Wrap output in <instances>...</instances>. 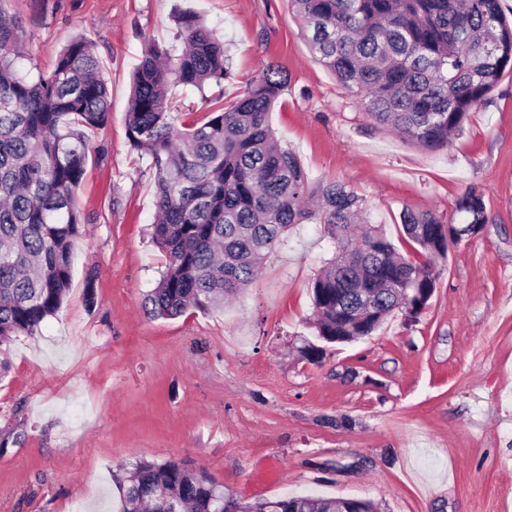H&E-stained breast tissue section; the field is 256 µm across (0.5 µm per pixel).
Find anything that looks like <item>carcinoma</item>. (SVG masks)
<instances>
[{
    "mask_svg": "<svg viewBox=\"0 0 512 512\" xmlns=\"http://www.w3.org/2000/svg\"><path fill=\"white\" fill-rule=\"evenodd\" d=\"M314 58L367 115L422 148L448 146L469 112L512 68V23L500 0H290ZM184 47L149 43L132 76L126 115L131 146L155 177L153 239L165 257L142 308L175 319L224 307L252 285L268 254L299 224L324 226L332 255L312 286L319 340L370 336L396 310L418 315L432 297L448 234L478 233L484 196L457 199L464 222L402 211L422 259L402 257L372 224L355 238L360 199L335 182H311L269 121L286 79L266 71L236 101L207 102L205 116L180 123L171 91H203L229 75L224 43L189 8H174ZM23 30L0 16V341L32 335L56 314L69 288L73 248L85 218L76 189L88 159L85 129H102L111 97L94 44L78 36L35 79L20 68ZM416 289L397 295L391 279ZM377 292L376 315L355 320L360 290ZM117 512H336V499L283 497L248 503L183 461L140 462L112 475Z\"/></svg>",
    "mask_w": 512,
    "mask_h": 512,
    "instance_id": "1",
    "label": "carcinoma"
}]
</instances>
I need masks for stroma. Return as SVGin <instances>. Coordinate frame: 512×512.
I'll list each match as a JSON object with an SVG mask.
<instances>
[{
	"mask_svg": "<svg viewBox=\"0 0 512 512\" xmlns=\"http://www.w3.org/2000/svg\"><path fill=\"white\" fill-rule=\"evenodd\" d=\"M176 0H0L20 21L29 75L75 37L95 45L111 94L87 132L76 190L87 223L59 311L0 343V512H115L112 474L185 460L245 502L284 495L373 501L378 512H512V70L447 147L412 145L371 121L359 95L315 60L289 0H187L231 59L204 93L177 87L181 120L203 97L233 100L266 68L285 91L271 114L311 181H337L363 217L399 238L403 209L461 222L484 195L481 234L450 246L417 316L331 345L320 363L312 284L324 228L303 224L224 309L148 317L164 268L153 242L154 176L126 133L130 78L146 44L178 43ZM456 205L458 213L464 216V222L452 224L454 226L450 227V233H457L459 236L471 233L477 235L488 222L483 194L476 188L470 187L458 197ZM472 225L474 227H471Z\"/></svg>",
	"mask_w": 512,
	"mask_h": 512,
	"instance_id": "1",
	"label": "stroma"
}]
</instances>
